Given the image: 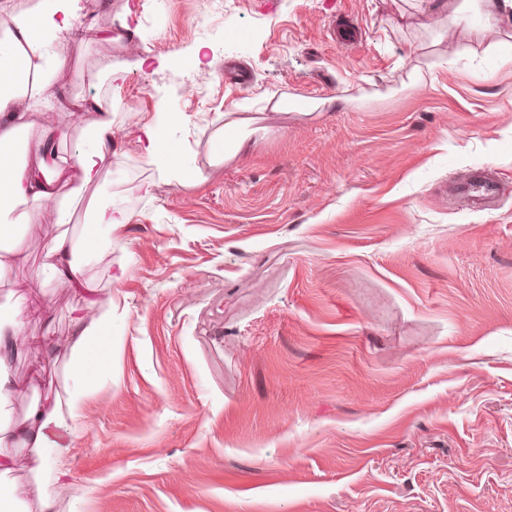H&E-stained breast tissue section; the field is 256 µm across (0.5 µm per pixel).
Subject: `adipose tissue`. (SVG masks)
Returning <instances> with one entry per match:
<instances>
[{"instance_id": "ef3b65f1", "label": "adipose tissue", "mask_w": 512, "mask_h": 512, "mask_svg": "<svg viewBox=\"0 0 512 512\" xmlns=\"http://www.w3.org/2000/svg\"><path fill=\"white\" fill-rule=\"evenodd\" d=\"M78 0H45L44 7L15 16L12 24L0 31V276L10 269L13 259L25 248L17 233L20 224L38 223L43 208L60 193L79 195L95 181L102 169L117 162L112 131V114L99 107V118L78 144L67 164L59 166L55 157V129L51 121L41 127V153L35 162L20 160L21 135L29 127L28 112L18 104L29 101L47 105L55 98V76L61 67L47 47L73 26ZM165 125L156 123L140 128L139 140L147 158L171 181L185 183L197 173L186 153L166 135ZM252 134L246 118L225 116L222 135L211 147L225 159L242 156ZM92 230L82 239L62 233L48 245L46 260L37 276L38 285H68L81 274L78 254L100 246L98 229L115 232L126 222L125 213L104 209L93 212ZM25 297H18L7 317L0 319V410L16 394L10 360L27 314ZM75 319V332L64 344L68 359L69 383L62 394L34 404L22 423L8 428L0 424V470L10 468L17 449H27L38 468L52 470L56 480L41 497L40 512H56L58 501L70 485L64 453L54 446L50 428L79 431V407L88 393L110 377L112 356L111 302L88 301Z\"/></svg>"}]
</instances>
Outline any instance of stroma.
I'll return each instance as SVG.
<instances>
[{
	"instance_id": "1",
	"label": "stroma",
	"mask_w": 512,
	"mask_h": 512,
	"mask_svg": "<svg viewBox=\"0 0 512 512\" xmlns=\"http://www.w3.org/2000/svg\"><path fill=\"white\" fill-rule=\"evenodd\" d=\"M445 2L79 0L100 36L51 45L52 121L70 154L107 100L119 162L19 225L0 278L1 310L30 305L8 424L67 385L49 347L84 299L115 312L111 380L50 433L57 512H512V23ZM164 112L200 180L131 133ZM228 112L257 132L225 162ZM477 171L499 200L455 193ZM59 207L77 236L129 221L80 287L38 290ZM8 479L38 512L53 475L23 453ZM115 213L108 212L106 209H99L93 212L91 224H94L97 228H104L109 234V240L112 243V232H116L126 224V214L122 211Z\"/></svg>"
}]
</instances>
